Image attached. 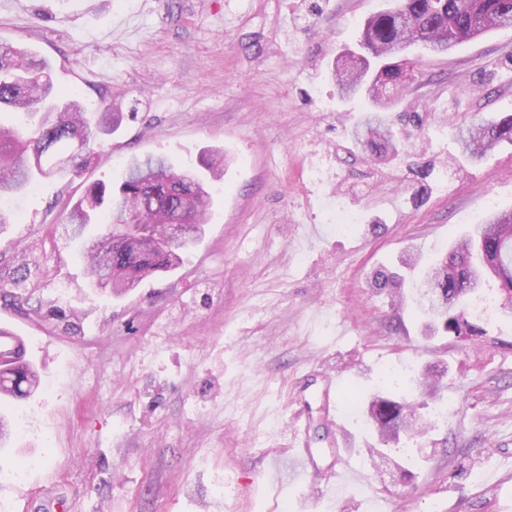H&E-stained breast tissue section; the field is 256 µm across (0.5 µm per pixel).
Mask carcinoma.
<instances>
[{"label":"carcinoma","mask_w":512,"mask_h":512,"mask_svg":"<svg viewBox=\"0 0 512 512\" xmlns=\"http://www.w3.org/2000/svg\"><path fill=\"white\" fill-rule=\"evenodd\" d=\"M512 28V0H390L364 24L358 40L373 57L361 68L346 62L336 64L333 76L343 96L363 95L373 105L354 126L356 147L381 158L398 155V145L410 136L402 126L411 125L416 135L425 134L424 124L402 112L389 115L383 108L394 104L384 99L390 82L403 76V67L390 61L394 55L422 42L430 53L445 55L458 44L494 29ZM22 112L27 129L0 125V201L9 200L40 179L62 177L85 161L91 139L97 133H113L121 123L120 106L106 109L95 118L74 98L59 94L46 61L33 52L0 43V109ZM461 155L480 162L502 142L512 143V115L500 119L473 120L456 131ZM224 154L215 151L204 162L214 178L221 177ZM211 194L203 178L191 168L174 170L167 158L154 155L129 160L119 181L96 183L70 211L69 223L77 237L90 224L100 225L84 255L89 261L93 287L121 294L143 278L175 268L182 255L195 247L174 246L165 238V225L185 223L201 233L210 219ZM512 224V211L490 214L474 225L482 247L483 261L501 278L495 293L475 289L476 274L470 263L471 236L463 239L437 262L417 268L430 277L439 298L432 315L436 328L461 341L486 334L483 318L476 315V301L493 295L498 315L512 318V239L500 236L498 225ZM403 275L379 271L375 287L399 293ZM12 334L0 329V402L18 400L40 386L41 376L22 360L21 343H9ZM441 400V382L433 374L415 379L414 393L384 396L374 393L366 407V420L382 448L374 456L388 457L386 445L404 434L414 438L413 428L421 411Z\"/></svg>","instance_id":"1"}]
</instances>
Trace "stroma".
I'll return each instance as SVG.
<instances>
[{
    "instance_id": "obj_1",
    "label": "stroma",
    "mask_w": 512,
    "mask_h": 512,
    "mask_svg": "<svg viewBox=\"0 0 512 512\" xmlns=\"http://www.w3.org/2000/svg\"><path fill=\"white\" fill-rule=\"evenodd\" d=\"M23 2L0 6V43L48 61L87 111L119 100L129 112L82 170L13 199L0 232V272L19 251L31 268L1 288L0 327L44 381L9 409L0 512H512V320L462 342L372 283L512 210V145L474 164L453 138L512 113V28L445 56L411 51L420 74L398 109L426 114L429 131L388 161L351 144L368 105L331 79L385 0ZM210 148L231 161L183 265L119 298L90 288L69 224L87 187L135 155L183 168ZM328 195L360 223L331 231ZM427 366L445 372L444 414L418 438L428 460L411 476L375 473L380 442L359 413L340 417L357 483L323 496L309 479L268 483L294 414L318 465L335 460L325 372L340 376L341 407L400 395Z\"/></svg>"
}]
</instances>
